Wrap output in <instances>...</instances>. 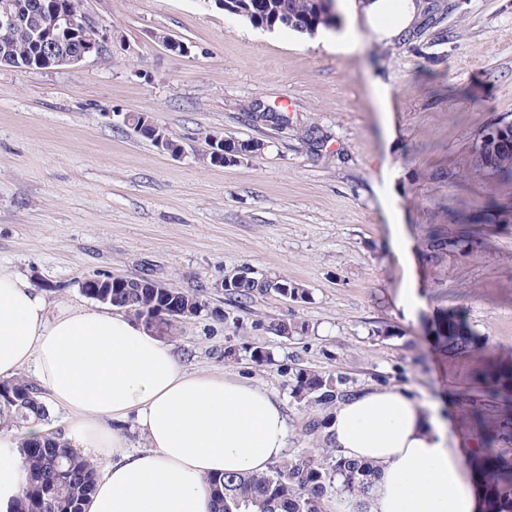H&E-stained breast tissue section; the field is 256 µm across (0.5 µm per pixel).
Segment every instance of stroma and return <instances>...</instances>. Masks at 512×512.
Instances as JSON below:
<instances>
[{
	"label": "stroma",
	"mask_w": 512,
	"mask_h": 512,
	"mask_svg": "<svg viewBox=\"0 0 512 512\" xmlns=\"http://www.w3.org/2000/svg\"><path fill=\"white\" fill-rule=\"evenodd\" d=\"M104 50L47 69L0 66V264L51 305L92 306L83 282L150 275L207 299L169 343L193 373L247 380L288 417L287 458L320 457L307 432L328 403L299 399L296 374L337 379L339 393L406 387L441 403L458 446L512 423L470 418L468 394L489 362L512 364V224L491 248L466 244L429 263L439 201L492 207L511 184L463 174L476 132L512 117V0H458L449 38L423 30L406 44L351 26L335 0L347 50L320 34L258 28L203 0H80ZM182 42L185 52L166 46ZM262 119L249 122L245 113ZM127 113L178 141L170 153L126 127ZM264 144L216 166L211 137ZM256 273L305 288L239 305L225 276ZM416 283L412 316L397 305ZM457 311L476 347L438 339ZM302 325L283 336L281 323ZM262 348L266 361L253 357Z\"/></svg>",
	"instance_id": "stroma-1"
}]
</instances>
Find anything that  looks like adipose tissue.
Masks as SVG:
<instances>
[{
	"label": "adipose tissue",
	"instance_id": "ef3b65f1",
	"mask_svg": "<svg viewBox=\"0 0 512 512\" xmlns=\"http://www.w3.org/2000/svg\"><path fill=\"white\" fill-rule=\"evenodd\" d=\"M421 0H351L355 17L390 41L407 37ZM32 367L52 404L64 409V438L106 459L86 512H214L205 480L262 474L282 458L287 417L261 387L190 373L124 310L100 305L51 313L43 293L0 265V378ZM144 446L126 451L122 423ZM47 423L0 430V512H16L26 471L18 448ZM335 455L373 465L365 499L338 512H481L482 494L435 404L408 390H362L324 417Z\"/></svg>",
	"mask_w": 512,
	"mask_h": 512
}]
</instances>
